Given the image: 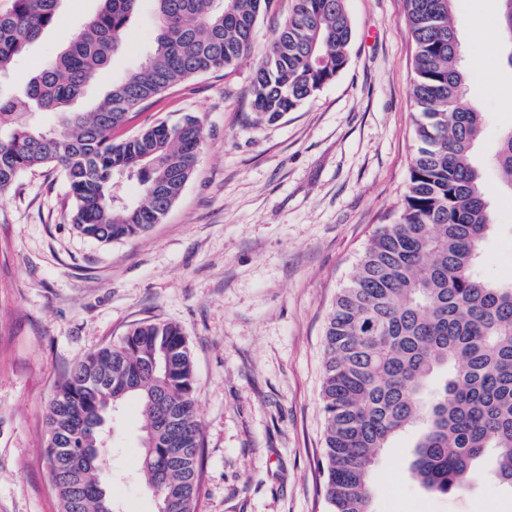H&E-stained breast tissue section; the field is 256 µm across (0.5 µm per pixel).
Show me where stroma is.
<instances>
[{
  "instance_id": "1",
  "label": "stroma",
  "mask_w": 512,
  "mask_h": 512,
  "mask_svg": "<svg viewBox=\"0 0 512 512\" xmlns=\"http://www.w3.org/2000/svg\"><path fill=\"white\" fill-rule=\"evenodd\" d=\"M347 69L273 124L253 121L254 59L183 81L124 127L198 116L204 146L162 223L102 245L68 220L63 175L24 174L0 198V512H61L44 452L46 413L73 365L143 321L180 325L194 356L204 448L197 512H329L320 392L325 328L370 237L393 223L416 147L409 88L415 48L406 0H345ZM498 0H456L452 19L485 112L475 161L512 131V70L479 65ZM49 29L0 88L23 92L64 42ZM156 35L141 0L124 50L76 104L86 112L137 71ZM512 279V236H491L481 264ZM140 410L114 420L104 470L116 512H158L141 468ZM413 432L375 466L373 512H512V490L484 479L441 496L408 476Z\"/></svg>"
}]
</instances>
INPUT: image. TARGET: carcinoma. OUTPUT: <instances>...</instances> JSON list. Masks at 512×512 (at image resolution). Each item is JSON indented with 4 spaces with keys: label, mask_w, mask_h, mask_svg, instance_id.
Returning <instances> with one entry per match:
<instances>
[{
    "label": "carcinoma",
    "mask_w": 512,
    "mask_h": 512,
    "mask_svg": "<svg viewBox=\"0 0 512 512\" xmlns=\"http://www.w3.org/2000/svg\"><path fill=\"white\" fill-rule=\"evenodd\" d=\"M63 0H10L0 8V74L61 17ZM72 40L34 71L20 95L0 91V196L38 168L60 170L81 236L109 244L161 223L193 176L203 144L190 114L118 139L180 82L234 66L253 51L271 0H154L156 36L139 70L95 110L74 102L125 46L139 0H99ZM454 0H406L416 54L411 98L417 148L395 221L373 235L326 326L321 467L330 512H372V471L400 433L417 430L408 471L428 492L464 491L477 467L512 489V280L477 271L499 225L474 162L483 113L460 106L468 78L450 41ZM499 36L512 29L500 0ZM353 39L345 0H294L261 55L251 86L258 123H275L334 81ZM40 112L58 117L42 128ZM492 164L512 189V134ZM137 175L141 200H114L119 175ZM195 372L182 328L143 322L89 353L47 410L46 453L62 512H115L101 449L112 420L138 401L142 468L158 512H196L202 448ZM94 452L71 477V458Z\"/></svg>",
    "instance_id": "1"
}]
</instances>
